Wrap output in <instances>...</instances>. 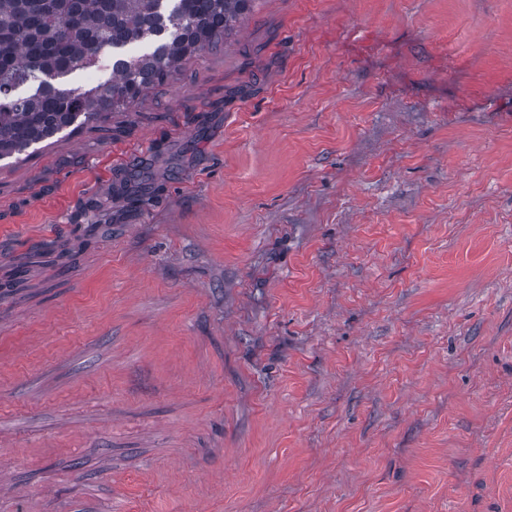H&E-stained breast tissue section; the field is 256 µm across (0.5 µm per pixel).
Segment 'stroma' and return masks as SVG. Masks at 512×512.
<instances>
[{"label": "stroma", "instance_id": "obj_1", "mask_svg": "<svg viewBox=\"0 0 512 512\" xmlns=\"http://www.w3.org/2000/svg\"><path fill=\"white\" fill-rule=\"evenodd\" d=\"M0 512H512V0H259L0 160Z\"/></svg>", "mask_w": 512, "mask_h": 512}]
</instances>
